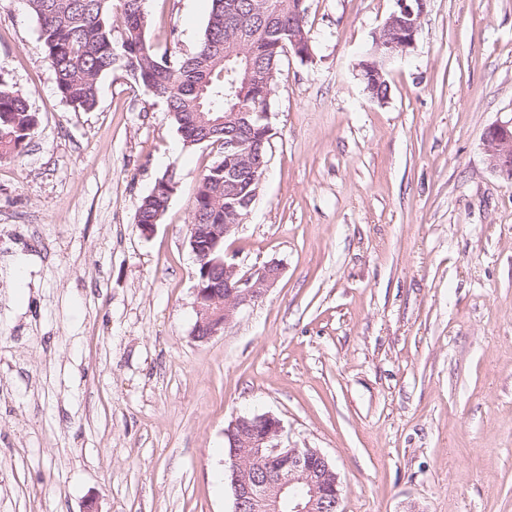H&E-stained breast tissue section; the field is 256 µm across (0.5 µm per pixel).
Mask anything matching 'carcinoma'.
<instances>
[{
    "instance_id": "carcinoma-1",
    "label": "carcinoma",
    "mask_w": 512,
    "mask_h": 512,
    "mask_svg": "<svg viewBox=\"0 0 512 512\" xmlns=\"http://www.w3.org/2000/svg\"><path fill=\"white\" fill-rule=\"evenodd\" d=\"M224 2L212 0L202 39L184 58L154 51L143 0H27L62 99L93 109L100 77L118 69L165 104L183 147L205 144L218 149L221 157L200 180L191 210L193 224H233L235 214L246 213L241 202L233 213L224 209V132L235 126L221 124L204 133L195 114L208 112L215 120L226 112L247 115L254 144L266 151L269 138L257 113L270 111L288 51L297 43L310 48L307 8L300 0H234L251 32L248 43L224 22ZM36 126L25 96L0 78V158L20 154ZM158 184L143 197L136 223L157 224L167 210L168 188L163 179Z\"/></svg>"
}]
</instances>
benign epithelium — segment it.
Here are the masks:
<instances>
[{"mask_svg": "<svg viewBox=\"0 0 512 512\" xmlns=\"http://www.w3.org/2000/svg\"><path fill=\"white\" fill-rule=\"evenodd\" d=\"M427 2L396 0L397 9L375 33L372 51L356 64L368 91L377 92L387 81V66L413 47ZM244 146L237 131L224 141V154L237 162L224 178V197H237L241 188L250 187L252 191L244 202L249 209L258 197L265 163L246 156ZM483 146L491 168L512 180V119L489 128ZM237 228L236 223L208 224L188 236L191 253L204 269L195 286L192 338L198 342L221 335L240 309L262 300L281 276L282 268L277 262L242 275L235 264L217 254L220 242ZM282 431L281 420L270 413L239 416L224 430L232 446L240 449L230 468L234 512H279L284 494L294 505L292 512H340V481L335 467L315 448H282L273 444ZM254 459L267 463V468L259 473L251 471Z\"/></svg>", "mask_w": 512, "mask_h": 512, "instance_id": "1", "label": "benign epithelium"}]
</instances>
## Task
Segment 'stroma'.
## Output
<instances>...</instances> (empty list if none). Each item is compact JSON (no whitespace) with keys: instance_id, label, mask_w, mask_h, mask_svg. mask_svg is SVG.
<instances>
[{"instance_id":"obj_1","label":"stroma","mask_w":512,"mask_h":512,"mask_svg":"<svg viewBox=\"0 0 512 512\" xmlns=\"http://www.w3.org/2000/svg\"><path fill=\"white\" fill-rule=\"evenodd\" d=\"M311 60L272 96L259 195L224 255L275 261L266 298L194 341L184 148L121 71L63 100L26 0H0V76L38 125L0 159V512H233L236 417L279 418L336 467L342 512H512V0H430L385 102L354 66L396 0H306ZM157 52L211 0H144ZM176 190L136 222L156 181ZM483 146L491 168L512 180V119L489 128ZM167 178H162L159 180L151 190L149 194L143 197L136 215L137 224H145L144 226H153L158 224L161 220V217L165 213L168 208V194L165 180ZM160 184V187L157 188V185Z\"/></svg>"}]
</instances>
